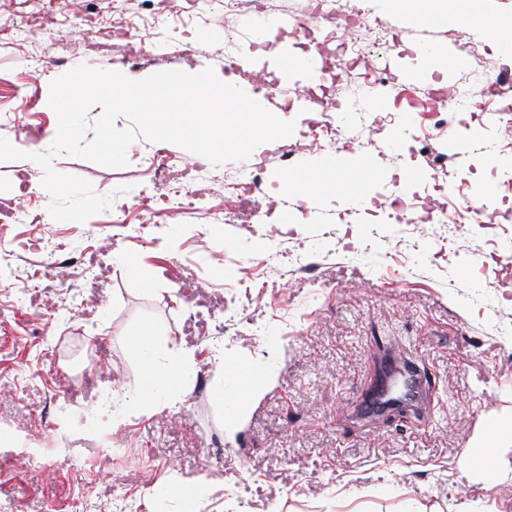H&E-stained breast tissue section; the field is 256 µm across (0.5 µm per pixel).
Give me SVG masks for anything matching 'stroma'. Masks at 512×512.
I'll return each mask as SVG.
<instances>
[{
  "label": "stroma",
  "mask_w": 512,
  "mask_h": 512,
  "mask_svg": "<svg viewBox=\"0 0 512 512\" xmlns=\"http://www.w3.org/2000/svg\"><path fill=\"white\" fill-rule=\"evenodd\" d=\"M266 3L289 50L342 37L326 21L299 30L314 0ZM363 5L384 23L360 34L387 75L371 105L383 121L346 111L359 77L342 72L323 110L281 113L293 134L247 159L217 166L138 132L126 165L108 167L51 151L45 93L67 71L60 57L135 80L220 75L261 16L225 14L222 0H0V115L13 119L0 136L23 153L0 163V512H112L117 500L128 512H512V185L482 150L512 139V89L502 112H439L427 98L483 67L512 74V54L478 24L411 26L389 0ZM471 41L482 53L461 70L415 59L425 43L454 59ZM327 128L355 144L315 146ZM359 150L373 172L349 170L335 194L286 191L307 160ZM34 152L109 208L43 223ZM249 173L260 190L225 200V184ZM189 183L197 207L160 216ZM465 195L491 199L488 229L437 223L428 208L455 210ZM397 196L411 223L390 218ZM48 241L77 265L48 267ZM138 276L146 284L132 288ZM148 323L164 328L172 362H191L182 389L144 413L129 392ZM397 345L429 381L426 409L364 420L360 395ZM227 362L272 370L240 417L214 396ZM482 438L490 469L463 472ZM178 484L191 499L158 492Z\"/></svg>",
  "instance_id": "stroma-1"
}]
</instances>
